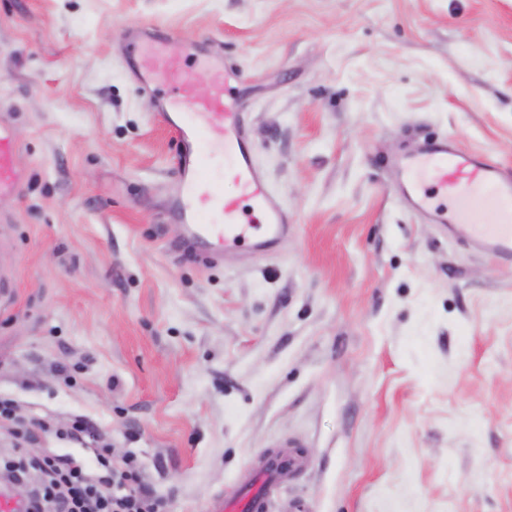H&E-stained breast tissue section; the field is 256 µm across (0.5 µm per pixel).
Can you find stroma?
I'll return each mask as SVG.
<instances>
[{
  "mask_svg": "<svg viewBox=\"0 0 512 512\" xmlns=\"http://www.w3.org/2000/svg\"><path fill=\"white\" fill-rule=\"evenodd\" d=\"M238 75L288 233L205 266L130 37ZM0 397L88 419L170 512L302 466L271 512H512V259L409 210L393 157L512 170V0H0ZM14 147L9 132L0 127V194L15 190L20 181V174L13 166Z\"/></svg>",
  "mask_w": 512,
  "mask_h": 512,
  "instance_id": "1",
  "label": "stroma"
}]
</instances>
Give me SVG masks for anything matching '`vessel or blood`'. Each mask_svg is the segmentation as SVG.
I'll return each mask as SVG.
<instances>
[{
  "label": "vessel or blood",
  "mask_w": 512,
  "mask_h": 512,
  "mask_svg": "<svg viewBox=\"0 0 512 512\" xmlns=\"http://www.w3.org/2000/svg\"><path fill=\"white\" fill-rule=\"evenodd\" d=\"M170 39L142 50L145 70L139 78L161 82L169 93L162 99L159 120L176 137L179 180L176 213L183 244L209 258L223 257L242 243L268 250L288 229V213L268 189L255 166L243 115L226 91L232 70L210 69L207 96L194 91L195 74L172 65ZM14 141L0 128V194L15 190L20 174L13 166ZM224 159V176L239 194L225 196L222 178L211 171L215 157ZM402 196L414 210L436 224L453 222L485 249L512 257V173L447 139L424 142L419 151L399 161ZM296 454H264L253 464V478L235 504L212 501L211 512H268L272 491L297 468Z\"/></svg>",
  "instance_id": "1"
}]
</instances>
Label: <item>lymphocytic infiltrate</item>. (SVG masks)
<instances>
[{"instance_id":"f902f5d3","label":"lymphocytic infiltrate","mask_w":512,"mask_h":512,"mask_svg":"<svg viewBox=\"0 0 512 512\" xmlns=\"http://www.w3.org/2000/svg\"><path fill=\"white\" fill-rule=\"evenodd\" d=\"M0 429L25 445L37 433H50L57 439L85 444L89 435L83 419L58 422L47 418L29 430L16 417L10 401L0 399ZM98 471H90L71 456L47 453L37 458L20 455V466L37 469L43 476L34 492L29 512H168L167 500L157 495L141 478V466L131 455L114 457L110 449L95 451Z\"/></svg>"}]
</instances>
